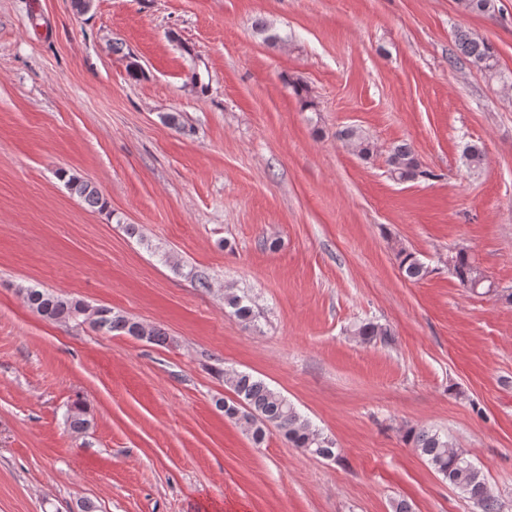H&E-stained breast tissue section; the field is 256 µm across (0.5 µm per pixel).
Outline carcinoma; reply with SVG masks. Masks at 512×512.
<instances>
[{"instance_id":"obj_1","label":"carcinoma","mask_w":512,"mask_h":512,"mask_svg":"<svg viewBox=\"0 0 512 512\" xmlns=\"http://www.w3.org/2000/svg\"><path fill=\"white\" fill-rule=\"evenodd\" d=\"M459 4L464 11L476 14L492 15L497 9V0H459ZM455 46L456 59L465 60L491 76L497 73L499 60L492 43L466 30H459L455 36ZM293 91L301 110L317 111L306 85L295 83ZM336 139L344 148L364 160L373 155L371 138L358 126H348L337 131ZM464 158L471 171L480 170L484 164V152L476 144L465 147ZM388 165L391 178L397 182H413L431 176L429 171L423 169L414 147L407 142L391 147ZM66 184L71 193L88 206L99 210L105 207L100 191L91 182L72 176L67 178ZM396 258L402 275L409 281H420L431 273L429 266L413 252L401 248ZM450 269L464 288L472 291L483 287L492 288L482 271L473 265L468 254L462 250L452 254ZM20 293L28 307L49 322L88 320L93 326L109 332L123 333L136 339L144 336L146 341L157 345L167 342V335L162 329L130 319L110 308H92L80 299L35 287L22 288ZM224 305L232 308L235 316L243 322H251L255 318L254 302L245 292H225ZM354 332L367 343L377 340L387 343L393 336L390 328L373 321L358 324ZM225 382L229 384L234 398L219 399L216 406L224 411L226 418L245 426L255 446L263 444L269 428L273 427L293 447L304 453L325 459L336 456L335 441L263 379L249 372L231 370L225 372ZM65 422L76 433H83L91 427V419L83 402L78 400L69 407ZM406 439L448 484L459 489L480 512H502V504L489 488L483 470L456 448L449 435L429 428H411L406 432Z\"/></svg>"}]
</instances>
